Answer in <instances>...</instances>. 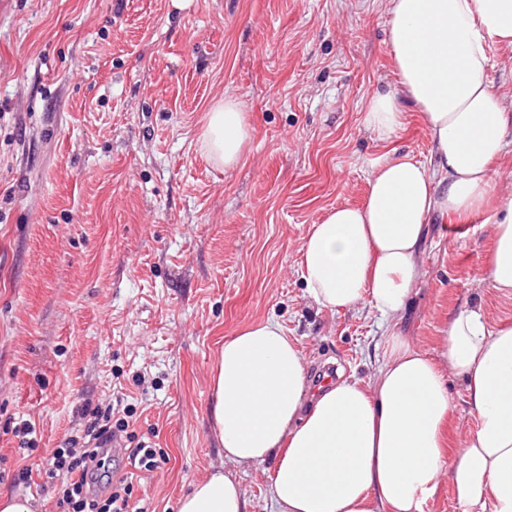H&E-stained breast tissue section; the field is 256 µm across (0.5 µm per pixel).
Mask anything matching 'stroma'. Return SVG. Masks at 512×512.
<instances>
[{
  "mask_svg": "<svg viewBox=\"0 0 512 512\" xmlns=\"http://www.w3.org/2000/svg\"><path fill=\"white\" fill-rule=\"evenodd\" d=\"M385 0H0V457L16 469L17 423L41 456L84 429V405L137 407L135 442L166 454L135 469L139 512H175L210 470L238 477L247 512H274L270 467L225 459L209 423L217 352L272 318L309 371L370 382L381 331L367 303L316 305L300 247L328 210L362 203L384 148L364 123L394 86ZM245 105L251 141L231 170L199 134L212 106ZM392 145L432 141L415 109ZM419 291L400 323L437 356L458 309L512 324L487 290L493 227L433 215ZM451 448L476 421L448 375Z\"/></svg>",
  "mask_w": 512,
  "mask_h": 512,
  "instance_id": "obj_1",
  "label": "stroma"
}]
</instances>
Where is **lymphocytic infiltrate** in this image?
<instances>
[{"label":"lymphocytic infiltrate","instance_id":"obj_1","mask_svg":"<svg viewBox=\"0 0 512 512\" xmlns=\"http://www.w3.org/2000/svg\"><path fill=\"white\" fill-rule=\"evenodd\" d=\"M133 414L129 406L94 408L82 434L67 437L44 464L21 465L13 476L14 484L31 483L36 474L44 476L54 493L57 512H132L131 482L109 481L104 493L97 486L105 445L112 435L128 431Z\"/></svg>","mask_w":512,"mask_h":512}]
</instances>
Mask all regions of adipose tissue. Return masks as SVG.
I'll return each instance as SVG.
<instances>
[{
    "label": "adipose tissue",
    "mask_w": 512,
    "mask_h": 512,
    "mask_svg": "<svg viewBox=\"0 0 512 512\" xmlns=\"http://www.w3.org/2000/svg\"><path fill=\"white\" fill-rule=\"evenodd\" d=\"M387 31L398 87L372 96L366 123L389 141L413 106L434 159H375L364 202L311 225L300 263L320 307L368 302L384 360L372 384L342 380L313 396L285 328L251 323L219 350L210 426L229 461L271 463L277 512H423L443 474L460 512H512V324H489L482 306L462 307L436 359L399 329L435 214L461 222L493 214L486 281L512 293V199L495 205L492 169L512 148V113L486 78L489 42L512 45V0H387ZM199 140L214 164L235 168L251 140L243 104L232 96L216 103ZM448 370L463 379L476 418L450 454ZM177 512H246V499L236 476L216 469L192 484Z\"/></svg>",
    "instance_id": "ef3b65f1"
}]
</instances>
